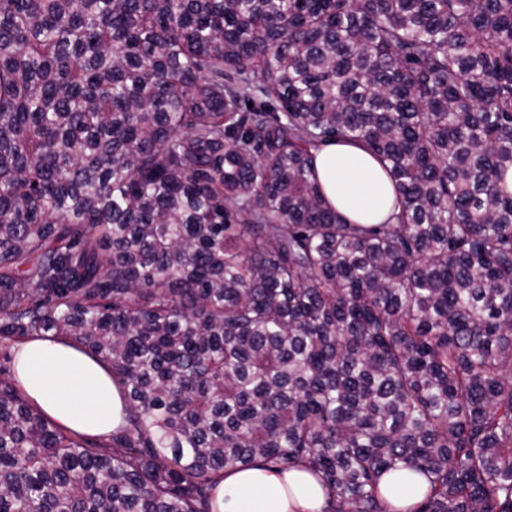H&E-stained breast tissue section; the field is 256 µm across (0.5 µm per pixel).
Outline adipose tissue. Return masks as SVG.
<instances>
[{
    "instance_id": "ef3b65f1",
    "label": "adipose tissue",
    "mask_w": 512,
    "mask_h": 512,
    "mask_svg": "<svg viewBox=\"0 0 512 512\" xmlns=\"http://www.w3.org/2000/svg\"><path fill=\"white\" fill-rule=\"evenodd\" d=\"M315 167L325 197L347 220L383 224L394 211L393 185L379 161L341 142L323 147ZM18 386L60 426L103 435L121 421L123 402L106 366L62 336L25 340L17 352ZM218 512H323L327 496L308 471L260 464L229 470L216 488Z\"/></svg>"
}]
</instances>
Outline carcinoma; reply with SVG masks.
Listing matches in <instances>:
<instances>
[{"mask_svg": "<svg viewBox=\"0 0 512 512\" xmlns=\"http://www.w3.org/2000/svg\"><path fill=\"white\" fill-rule=\"evenodd\" d=\"M338 142L389 222L326 200ZM510 171L512 0H0V338L125 401L89 443L0 379V512H217L257 462L512 512ZM315 167L325 197L347 220L384 224L394 211L393 185L379 161L363 148L341 142L323 147Z\"/></svg>", "mask_w": 512, "mask_h": 512, "instance_id": "cac0c4a2", "label": "carcinoma"}]
</instances>
